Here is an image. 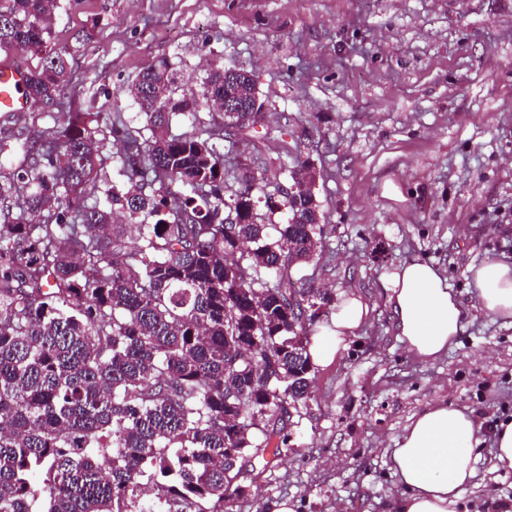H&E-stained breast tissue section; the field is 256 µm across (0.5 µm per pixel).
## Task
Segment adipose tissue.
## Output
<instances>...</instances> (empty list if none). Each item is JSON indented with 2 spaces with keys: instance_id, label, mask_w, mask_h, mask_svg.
Returning a JSON list of instances; mask_svg holds the SVG:
<instances>
[{
  "instance_id": "obj_1",
  "label": "adipose tissue",
  "mask_w": 512,
  "mask_h": 512,
  "mask_svg": "<svg viewBox=\"0 0 512 512\" xmlns=\"http://www.w3.org/2000/svg\"><path fill=\"white\" fill-rule=\"evenodd\" d=\"M477 299L487 314L512 320V265L484 261L473 271ZM394 324L405 351L427 363L447 353L463 331L461 301L434 264L405 262L387 275ZM368 308L342 295L327 320L314 325L309 352L314 365L331 363L365 321ZM483 438L469 413L438 402L415 416L392 449L391 468L403 491L396 512H458L462 492L475 476Z\"/></svg>"
}]
</instances>
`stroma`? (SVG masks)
<instances>
[{"label": "stroma", "mask_w": 512, "mask_h": 512, "mask_svg": "<svg viewBox=\"0 0 512 512\" xmlns=\"http://www.w3.org/2000/svg\"><path fill=\"white\" fill-rule=\"evenodd\" d=\"M50 44L72 56L65 105L136 127L116 91L160 59L194 86L212 62L251 72L265 113L242 140L252 167L318 172L328 234L293 281L369 306L342 356L313 369L288 448L254 461L224 512H394L388 450L439 401L484 438L469 512L512 506L491 444L512 415V323L479 308L471 280L486 259L512 263V0H60ZM414 258L461 301L464 330L434 363L405 353L382 286Z\"/></svg>", "instance_id": "35a3bbf8"}]
</instances>
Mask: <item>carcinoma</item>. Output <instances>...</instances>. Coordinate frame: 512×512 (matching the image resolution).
I'll use <instances>...</instances> for the list:
<instances>
[{
	"instance_id": "obj_1",
	"label": "carcinoma",
	"mask_w": 512,
	"mask_h": 512,
	"mask_svg": "<svg viewBox=\"0 0 512 512\" xmlns=\"http://www.w3.org/2000/svg\"><path fill=\"white\" fill-rule=\"evenodd\" d=\"M56 4L0 0V50L40 56L27 95L58 109L71 66L48 47ZM123 93L145 126L67 111L0 138V512H224L310 397L308 327L334 297L289 271L326 237L314 190L290 199L224 169L217 141L237 145L262 113L224 128L199 112L263 107L252 74L214 65L187 88L161 59ZM176 115L193 132L171 133ZM112 140L118 192L97 182ZM286 169L301 182L308 166L264 167Z\"/></svg>"
}]
</instances>
